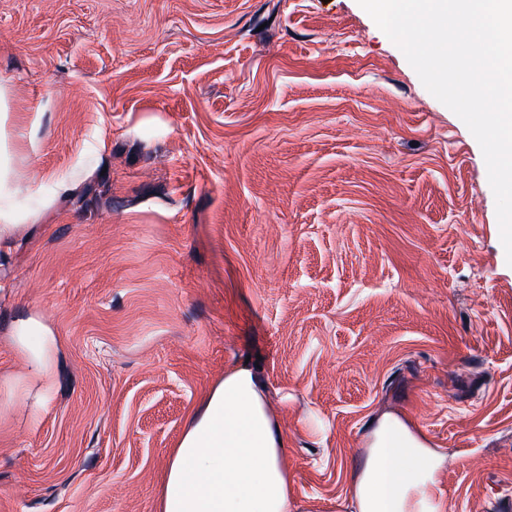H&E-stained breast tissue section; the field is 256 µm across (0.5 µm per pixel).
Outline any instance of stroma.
<instances>
[{"mask_svg": "<svg viewBox=\"0 0 512 512\" xmlns=\"http://www.w3.org/2000/svg\"><path fill=\"white\" fill-rule=\"evenodd\" d=\"M16 246L0 512H158L188 423L253 373L300 502L371 423L512 512V267L481 148L357 0H0ZM105 183L112 205L76 201ZM56 347L36 375L14 329Z\"/></svg>", "mask_w": 512, "mask_h": 512, "instance_id": "obj_1", "label": "stroma"}]
</instances>
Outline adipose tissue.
Instances as JSON below:
<instances>
[{"label":"adipose tissue","instance_id":"adipose-tissue-1","mask_svg":"<svg viewBox=\"0 0 512 512\" xmlns=\"http://www.w3.org/2000/svg\"><path fill=\"white\" fill-rule=\"evenodd\" d=\"M10 158L0 150V256L14 248ZM15 334L36 372L55 338L36 322ZM286 435L268 413L248 364L224 375L193 416L167 470L160 512H305L282 462ZM445 457L400 416L373 420L366 460L349 480L352 512H446Z\"/></svg>","mask_w":512,"mask_h":512}]
</instances>
